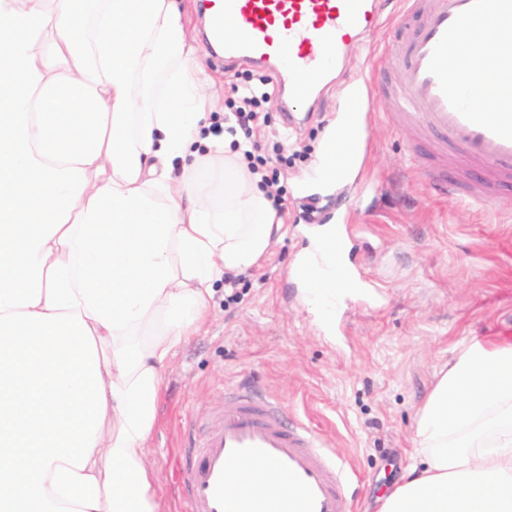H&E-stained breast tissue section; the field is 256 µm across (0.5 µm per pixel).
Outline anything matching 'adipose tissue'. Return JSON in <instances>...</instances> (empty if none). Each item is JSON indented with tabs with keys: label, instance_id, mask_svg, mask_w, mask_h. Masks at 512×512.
<instances>
[{
	"label": "adipose tissue",
	"instance_id": "obj_1",
	"mask_svg": "<svg viewBox=\"0 0 512 512\" xmlns=\"http://www.w3.org/2000/svg\"><path fill=\"white\" fill-rule=\"evenodd\" d=\"M0 0V512H165L164 373L282 219L203 136L176 0ZM296 259L325 299L324 245ZM380 512H512V340L465 345Z\"/></svg>",
	"mask_w": 512,
	"mask_h": 512
}]
</instances>
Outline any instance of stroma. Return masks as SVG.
<instances>
[{
    "mask_svg": "<svg viewBox=\"0 0 512 512\" xmlns=\"http://www.w3.org/2000/svg\"><path fill=\"white\" fill-rule=\"evenodd\" d=\"M201 0H180L195 39L200 77L223 119L234 88L271 92L268 119L251 144L271 149L283 131L274 71L225 59L205 45ZM358 84L350 71L303 107L288 139L302 154L279 169L285 234L245 271L236 304L216 285L205 330L165 372L148 463L169 512L179 503L183 415L204 418L243 383L281 400L352 475L351 512H378L379 499L415 460L419 407L471 337L512 336V189L492 209L434 189L416 168L412 125H395L389 98H374L355 174L325 191L316 165ZM342 224L356 278L342 289L333 323L307 300L293 273L309 244L305 207Z\"/></svg>",
    "mask_w": 512,
    "mask_h": 512,
    "instance_id": "obj_1",
    "label": "stroma"
}]
</instances>
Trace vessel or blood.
I'll use <instances>...</instances> for the list:
<instances>
[{
    "label": "vessel or blood",
    "instance_id": "vessel-or-blood-1",
    "mask_svg": "<svg viewBox=\"0 0 512 512\" xmlns=\"http://www.w3.org/2000/svg\"><path fill=\"white\" fill-rule=\"evenodd\" d=\"M421 17L391 55L399 82L387 86L398 120L417 128V161L435 184L464 201L493 208L512 184V101L487 110L477 99L488 86L512 88V54L476 46L475 30L512 37V0H404ZM383 0H205L209 41L225 58L281 70L284 111L317 99L334 73L354 66L351 47L381 22ZM320 54L309 49L311 39ZM363 114L350 107L325 156L331 171L358 164ZM337 292L351 277L347 240L337 232ZM183 472L187 512H350L347 469L319 448L313 431L257 390L235 388L204 420L188 425ZM276 483L278 496L249 492Z\"/></svg>",
    "mask_w": 512,
    "mask_h": 512
}]
</instances>
